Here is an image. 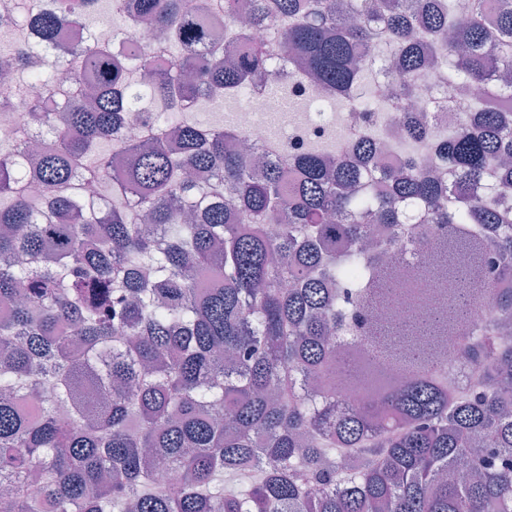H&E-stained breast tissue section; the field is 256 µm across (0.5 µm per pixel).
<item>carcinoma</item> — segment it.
<instances>
[{
    "label": "carcinoma",
    "instance_id": "carcinoma-1",
    "mask_svg": "<svg viewBox=\"0 0 512 512\" xmlns=\"http://www.w3.org/2000/svg\"><path fill=\"white\" fill-rule=\"evenodd\" d=\"M97 2L53 0L31 45L0 48V78L42 85L29 117L45 141L0 142V512H512V0H211L243 17L222 43L186 0H112L171 45L140 57L142 99L110 44L89 42L64 87L34 66ZM280 18L288 30L252 37ZM280 42L301 61L281 84L329 95L357 128L298 151L290 174L180 108L262 83ZM376 42L383 100L359 52ZM419 71L458 124L409 109ZM384 109L403 113L397 168L367 127ZM144 110L156 126L123 138ZM424 142L448 179L422 168ZM203 170L206 187L188 176ZM413 217L439 225L435 254L386 264ZM384 362L402 381L378 423L343 391L388 389Z\"/></svg>",
    "mask_w": 512,
    "mask_h": 512
}]
</instances>
